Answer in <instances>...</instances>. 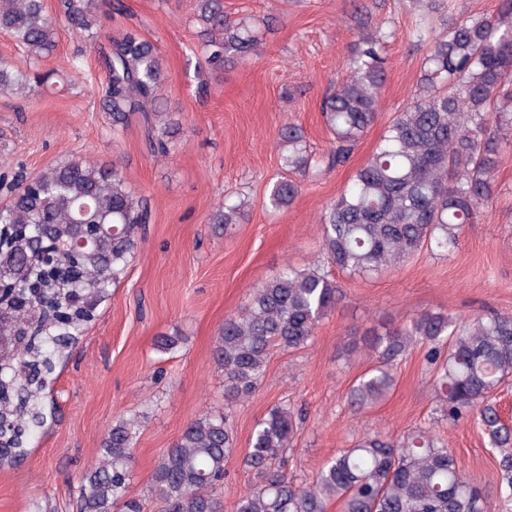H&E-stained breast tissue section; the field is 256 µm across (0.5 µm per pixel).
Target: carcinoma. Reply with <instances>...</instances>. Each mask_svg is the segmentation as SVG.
<instances>
[{"instance_id":"cac0c4a2","label":"carcinoma","mask_w":512,"mask_h":512,"mask_svg":"<svg viewBox=\"0 0 512 512\" xmlns=\"http://www.w3.org/2000/svg\"><path fill=\"white\" fill-rule=\"evenodd\" d=\"M106 0H58L57 17L103 51L107 82L101 108L112 134L141 120L151 153L170 154L183 134L160 95L166 74L156 45L137 29L100 35L94 28ZM201 54L211 75L262 53L260 27L224 13V0H194ZM0 31L23 46L34 65L57 49L56 22L45 0H0ZM394 31L361 33L348 58L345 80L322 102L332 136L329 154H317L297 125L279 133L281 169L268 193L275 210L300 192L291 175L317 174L344 162L380 108L388 68L384 49ZM428 41L416 90L378 141L353 183L321 212L323 263L289 267L251 289L237 313L224 319L215 354L224 368V400L251 394L275 347L297 349L313 338L338 301L327 263L351 277L372 278L417 252L447 253L464 225L494 195L493 177L505 148L512 147V0H499L489 16L455 22L439 33L417 32ZM57 83L55 74L20 72L0 62V94L27 98ZM248 201L227 196L210 223L229 231L246 218ZM148 223L145 199L132 192L115 165L71 159L19 179L0 207V459L26 455L27 438L45 422L41 396L64 349L90 321L110 288L125 277ZM103 229L74 260L59 254L47 270L42 243L72 244L79 225ZM69 308L59 318L46 301ZM375 364L350 391L359 409L382 401L395 384L394 368L415 343L427 348L432 390L448 422L473 421L498 451L502 484L497 512H512V425L493 400L512 379V317L465 319L427 310L408 323L364 338ZM137 420L112 423L101 460L80 477L79 512H144L131 496V463ZM297 424L285 404L273 405L250 437L244 464L254 485L234 512H487L489 495L469 481L453 451L429 430L398 438L367 434L330 460L312 482L296 485L278 464L291 447ZM235 449L226 415L208 411L191 422L155 468L153 491L161 512H224L225 462Z\"/></svg>"}]
</instances>
